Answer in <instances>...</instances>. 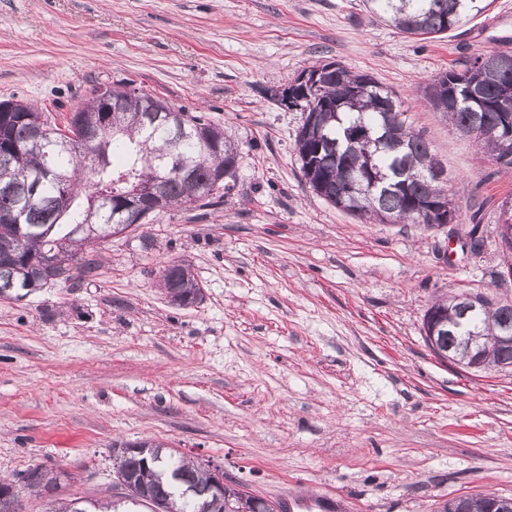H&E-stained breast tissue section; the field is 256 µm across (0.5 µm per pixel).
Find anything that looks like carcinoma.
Listing matches in <instances>:
<instances>
[{
    "label": "carcinoma",
    "instance_id": "1",
    "mask_svg": "<svg viewBox=\"0 0 512 512\" xmlns=\"http://www.w3.org/2000/svg\"><path fill=\"white\" fill-rule=\"evenodd\" d=\"M486 0H365L366 10L404 34L435 37L457 27L466 17L482 13ZM319 71L320 85L309 92L307 117L296 139L301 171L311 189L341 211L378 224L397 221L418 223L414 214L419 201L448 208V223L457 218L458 207L448 180H436L430 172L440 162L429 143L407 123L405 111L394 93L373 76L354 72L330 61L308 67ZM512 85V70L496 83L485 82L476 59L451 66L438 73L424 87V98L440 112L452 128L471 132L478 125L477 138L494 161L512 153V109L499 107L500 87ZM481 88V103H465L470 86ZM119 81L112 96L121 100L120 132L101 127V113L92 99L83 110L70 113L69 122L92 132L94 142L68 148L57 136L46 133L39 143L30 142L41 112L26 104L24 112L0 116L5 126L0 142V298L20 300L41 289L67 283L92 274L95 258L84 256L90 248L102 254L108 241L126 232L131 183L162 184V209L214 206L231 190L238 164V147L224 137V131L202 113L180 108L186 128L167 123L146 129L141 123V102L123 89ZM314 123L312 131L307 125ZM192 170L188 182L175 168L174 158ZM48 169L35 199L29 201L16 189L34 175ZM354 170L379 180L375 197L368 204L341 206L337 195L344 192L343 177ZM225 175L220 184L216 176ZM65 179L70 203L59 210L60 179ZM21 214V221L16 215ZM160 287L169 301L191 307L203 299V292L189 265L174 261L160 275ZM475 302L488 305L469 311ZM446 310L448 300L435 302ZM467 315L472 329L482 337L485 367H512V346L498 336L503 325L512 329V304L492 303L480 293L451 307ZM122 466L148 486L149 497L134 492L106 501L75 497L62 503L57 512H140L166 506L169 512H198L197 503L208 496L209 480L202 466L160 443L140 442ZM60 474L34 467L21 480L35 492L58 489ZM454 512H485L482 495H466L443 505Z\"/></svg>",
    "mask_w": 512,
    "mask_h": 512
}]
</instances>
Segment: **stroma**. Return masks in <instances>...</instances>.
Returning <instances> with one entry per match:
<instances>
[{"label": "stroma", "mask_w": 512, "mask_h": 512, "mask_svg": "<svg viewBox=\"0 0 512 512\" xmlns=\"http://www.w3.org/2000/svg\"><path fill=\"white\" fill-rule=\"evenodd\" d=\"M503 49L512 0L441 39L364 0H0V100L62 118L97 83L130 79L239 148L218 205L163 211L112 238L93 276L0 300V476L58 467L59 496L103 499L112 442L151 439L286 512L512 497V370L446 362L422 333L437 299L512 302L497 236L512 172L423 97L439 72ZM328 61L395 92L447 169L453 224H372L313 192L303 114L270 92ZM172 261L190 265L199 305L162 294Z\"/></svg>", "instance_id": "35a3bbf8"}]
</instances>
